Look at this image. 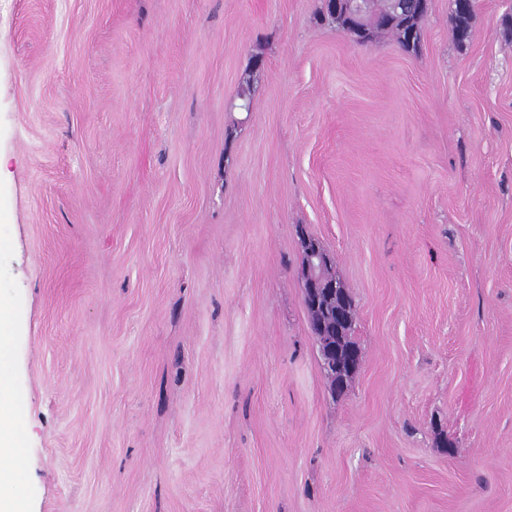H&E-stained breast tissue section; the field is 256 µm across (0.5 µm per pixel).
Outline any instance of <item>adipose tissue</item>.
Wrapping results in <instances>:
<instances>
[{"label": "adipose tissue", "instance_id": "obj_1", "mask_svg": "<svg viewBox=\"0 0 512 512\" xmlns=\"http://www.w3.org/2000/svg\"><path fill=\"white\" fill-rule=\"evenodd\" d=\"M11 327L7 302L0 296V512H29L23 494L26 475L14 461L20 445L18 419L4 409L14 396V385L11 356L1 338Z\"/></svg>", "mask_w": 512, "mask_h": 512}]
</instances>
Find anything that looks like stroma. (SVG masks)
Listing matches in <instances>:
<instances>
[{
	"label": "stroma",
	"instance_id": "stroma-1",
	"mask_svg": "<svg viewBox=\"0 0 512 512\" xmlns=\"http://www.w3.org/2000/svg\"><path fill=\"white\" fill-rule=\"evenodd\" d=\"M0 0L32 512H512V0ZM356 307L334 393L298 228ZM371 0H333L330 18L336 20L342 14L343 19H348L346 25L362 20L365 12V3ZM420 19H407L400 18L397 19L396 22L392 25V28L386 30L387 33H391L394 35L398 42L404 47L407 48V44L410 43L408 35L409 32L414 31V35L412 37V43L415 45L419 39V31H418V23Z\"/></svg>",
	"mask_w": 512,
	"mask_h": 512
}]
</instances>
